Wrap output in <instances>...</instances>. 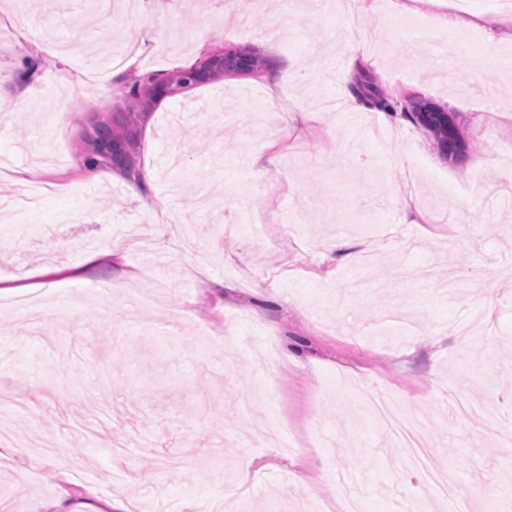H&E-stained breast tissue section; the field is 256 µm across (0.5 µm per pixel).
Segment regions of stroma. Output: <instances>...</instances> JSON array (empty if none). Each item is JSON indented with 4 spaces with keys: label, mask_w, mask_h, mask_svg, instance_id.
<instances>
[{
    "label": "stroma",
    "mask_w": 512,
    "mask_h": 512,
    "mask_svg": "<svg viewBox=\"0 0 512 512\" xmlns=\"http://www.w3.org/2000/svg\"><path fill=\"white\" fill-rule=\"evenodd\" d=\"M499 12L0 0V512L112 498L339 512L340 486L360 512H512V447L497 445L512 430V43L489 48L486 23ZM347 30L360 62L336 72ZM213 47L266 66L155 101L138 137L145 208L84 139L133 111L132 76ZM410 95L452 113L466 149L445 153ZM266 146L274 163L252 166ZM31 168L37 195L17 179ZM361 391L417 415L447 493L402 461Z\"/></svg>",
    "instance_id": "1"
}]
</instances>
